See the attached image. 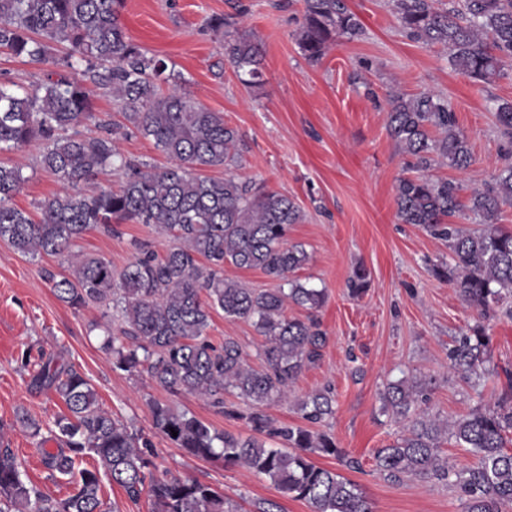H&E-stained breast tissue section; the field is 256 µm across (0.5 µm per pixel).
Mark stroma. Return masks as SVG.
Instances as JSON below:
<instances>
[{"mask_svg":"<svg viewBox=\"0 0 512 512\" xmlns=\"http://www.w3.org/2000/svg\"><path fill=\"white\" fill-rule=\"evenodd\" d=\"M347 4L365 36L340 40L315 64L302 57L295 41L301 0H125L121 22L133 42L173 64L196 102L223 113L239 130L247 151L236 175L287 193L305 212L302 223L291 225L287 241L310 255L296 278L327 293L317 312L327 341L320 363L305 369L288 400L269 407L268 415L280 424L303 425L297 401L331 387L335 413L317 429L342 455L316 457L317 465L360 485L374 512H462L459 493L447 482L395 479L377 469L375 450L403 431L383 411L381 393L388 380L406 372L435 379L425 409L442 420L503 403L512 393L506 379L512 374V318L498 311L483 316L468 307L452 283L431 271L447 260V242L398 220L396 186L410 169L386 128L388 99L425 89L447 99L476 163L466 172L443 166L429 174L467 182L490 177L502 164L493 112L498 103L512 101V77L485 85L454 70L446 50L406 37L390 0ZM236 12L262 49L259 89L238 81L224 61L223 32L209 25L213 16ZM51 70L0 53V83L15 91L43 83ZM93 92L96 112L119 125L115 137L122 154L166 165L152 141L123 123L110 90L97 85ZM39 156L36 144L0 152V162L23 167L25 183L14 203L28 212L65 191L64 183L41 167ZM135 239L149 241L160 253L170 245L151 226L125 223L109 236L89 230L76 248L110 261L118 272L132 261ZM359 266L368 271L369 286L353 297L348 281ZM45 267L68 270L61 258L23 256L0 241V441L23 463L26 480L56 497L73 490L68 478L44 466L40 438L19 422L25 414L47 424L66 411L58 395L31 383L25 358L41 352L83 373L103 408L151 441L155 474L197 479L246 507L274 500L283 512H311L306 502L282 497L266 477L196 458L157 433L149 407L153 399L171 400L221 432L246 437L250 429L217 413L207 399L171 398L147 374L113 368L101 348L103 334L93 327L99 309L77 311L60 302L41 274ZM477 325L489 338L496 376L475 385L450 369L448 349L456 336ZM208 336L216 344L234 338L251 354L263 341L252 321L229 319L219 310L212 314Z\"/></svg>","mask_w":512,"mask_h":512,"instance_id":"obj_1","label":"stroma"}]
</instances>
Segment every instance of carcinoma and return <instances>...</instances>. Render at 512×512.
<instances>
[{
	"mask_svg": "<svg viewBox=\"0 0 512 512\" xmlns=\"http://www.w3.org/2000/svg\"><path fill=\"white\" fill-rule=\"evenodd\" d=\"M297 45L310 63L319 62L341 38L364 35L346 0H303ZM124 0H0V50L31 64L61 65L58 73L32 91L18 94L0 85V150L44 144L43 169L74 189L39 205L41 217L14 203L25 182L18 166L0 164V241L27 256L46 254L68 263L70 274L42 269L56 297L74 309L94 306L107 335L104 350L116 369L145 371L170 395L191 394L211 400L225 417L247 422L252 435L215 430L188 411L150 402L158 432L190 455L221 459L268 478L284 497L304 500L312 512H374L355 482L316 465L311 456H341L332 438L305 427L277 426L265 409L288 400V386L318 364L326 334L315 312L325 290L289 275L310 259L306 249L286 243L288 228L304 212L285 193L237 176L204 174L206 169L237 166L244 142L224 115L193 101L181 75L166 61L144 51L126 35L120 15ZM403 32L413 41L440 45L458 71L489 84L512 73V0H392ZM224 30V58L247 88L263 84L262 54L251 34L232 16L211 19ZM70 51L53 56L54 45ZM83 74L112 85L122 117L170 160L150 169L122 156L114 143L117 124L98 119ZM103 68L100 73L97 68ZM387 127L397 146L413 159L412 168L435 164L467 171L476 163L456 113L441 95L422 90L389 99ZM495 127L505 144V164L472 188L426 175L403 177L397 185V217L448 241L449 259L433 274L454 284L472 307L488 312L507 304L512 317V232L497 224L502 206L512 204V103L496 106ZM94 126L96 132L89 131ZM86 131H81V128ZM121 172L119 189L85 196L79 185L99 173ZM472 214L479 228L464 231L447 222ZM148 224L172 241L159 254L145 242L120 272L111 262L74 251L91 227L106 232L112 224ZM256 269L276 288H250L224 276V267ZM308 311L290 318L288 305ZM252 321L264 343L252 365L232 338L216 345L208 336L211 311ZM450 368L465 380L490 375L484 328L461 333L448 351ZM35 383L54 391L67 413L56 417L43 441L58 443L44 451L43 462L68 476L73 491L53 498L22 478V463L10 448H0V512H103L102 477L132 501L147 494L150 512H237L224 493L196 479L156 477L144 449L149 443L99 404L86 377L74 366L52 358L26 357ZM432 380L413 374L389 382L384 409L405 423L394 443L375 451L376 467L389 477L402 474L446 480L461 495L464 512H504L512 506V407L477 409L448 424L418 412ZM248 406L226 404L224 395ZM302 417L321 423L334 412L326 390L297 404ZM177 434H172V431ZM466 448L475 461L460 469L441 457L443 435ZM98 458L102 470L80 467Z\"/></svg>",
	"mask_w": 512,
	"mask_h": 512,
	"instance_id": "1",
	"label": "carcinoma"
}]
</instances>
